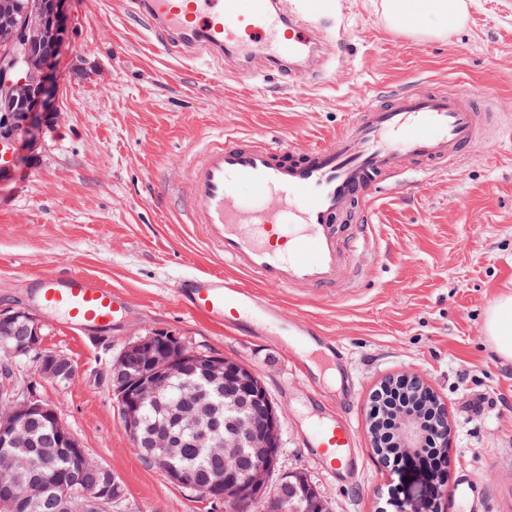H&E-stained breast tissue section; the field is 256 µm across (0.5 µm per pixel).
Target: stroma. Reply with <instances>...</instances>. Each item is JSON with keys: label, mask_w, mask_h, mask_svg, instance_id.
<instances>
[{"label": "stroma", "mask_w": 512, "mask_h": 512, "mask_svg": "<svg viewBox=\"0 0 512 512\" xmlns=\"http://www.w3.org/2000/svg\"><path fill=\"white\" fill-rule=\"evenodd\" d=\"M315 11L327 37L318 84H286L262 71L247 86L233 59L187 61L146 30L131 0H69L56 67L57 126L37 149L17 148L0 176V308H34L45 350L67 357L71 380H40L89 457L124 486L110 512H224L146 465L121 423L108 373L113 357L150 330L181 336L194 348L251 368L282 409L279 468L311 479L329 512H388V491L417 493L422 478L377 463L366 436L369 395L390 376L425 377L448 405L453 426L448 477L472 475L478 508L449 502L448 512H501L512 490V361L498 357L484 314L512 293V137L498 130L512 116V0H465L467 19L437 38L394 32L382 0H290ZM417 88L468 94L485 130L465 163L430 176L407 171L376 194L371 211L349 224L371 227L374 250L354 257L355 287L334 298L308 288L279 293L289 315L310 321L345 346L358 382L350 419L364 467L357 482L329 475L305 446L312 383L291 349L230 332L178 302V278L224 272V259L198 225L182 221L185 161L205 137L224 129L281 136L304 148L331 139L353 112ZM78 272L129 302L104 329L78 327L35 306L32 277ZM493 398L481 421L469 403Z\"/></svg>", "instance_id": "stroma-1"}]
</instances>
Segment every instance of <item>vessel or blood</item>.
<instances>
[{
	"label": "vessel or blood",
	"mask_w": 512,
	"mask_h": 512,
	"mask_svg": "<svg viewBox=\"0 0 512 512\" xmlns=\"http://www.w3.org/2000/svg\"><path fill=\"white\" fill-rule=\"evenodd\" d=\"M135 11L173 53L217 60L229 54L242 66L257 63L295 81L302 77L296 63L324 44L318 28L276 0H250L246 9L240 0H135ZM482 132L479 113L461 95L406 90L367 103L336 140L304 150L285 138L232 130L207 140L186 164V216L229 271L179 280L177 299L215 324L251 327L297 347L341 350L338 339L288 317L280 301L259 297L256 286L338 295L358 277L349 257L369 243L366 231H342L338 216L354 205L370 207L373 189L406 163L434 172L464 161ZM34 295L78 326L104 328L127 313L111 287L82 274L42 276ZM356 396L349 387L341 421L319 422L312 437L320 455L336 453L337 465L358 471L363 460L348 419Z\"/></svg>",
	"instance_id": "vessel-or-blood-1"
}]
</instances>
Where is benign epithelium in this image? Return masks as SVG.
<instances>
[{
	"label": "benign epithelium",
	"mask_w": 512,
	"mask_h": 512,
	"mask_svg": "<svg viewBox=\"0 0 512 512\" xmlns=\"http://www.w3.org/2000/svg\"><path fill=\"white\" fill-rule=\"evenodd\" d=\"M66 0H53L45 11L41 0H28L20 8L0 0V171L10 168L19 143L37 142L43 130L53 128L48 114L56 112L51 64L35 57V46L45 43L58 49ZM42 323L29 309L0 308V347L15 357L33 356L41 378L67 380L75 375L64 356L43 350ZM23 336L21 342L13 337ZM203 373L204 382H187L173 401L171 415L155 424L151 447L157 449L154 465L182 487L190 481L171 465L187 446L183 431L190 429L199 443L224 450V475L203 495L214 503L251 502L254 493L265 491L270 468L279 461L282 412L266 393L261 379L236 360L197 350L172 333L148 332L127 343L112 359L110 382L123 427L133 432L147 402H159L174 378ZM38 418L54 431L59 445L73 464L69 480L58 493L69 512H105L121 497L123 488L108 469L90 460L84 448L63 424L59 413L36 392L33 380L21 384L12 364H0V445L23 448L15 431L29 419ZM398 447L409 452L421 447L431 432L451 446L448 407L440 405L437 418L427 421L414 412L396 411ZM252 450L243 481L230 478L236 471L239 449ZM0 466L11 471L10 495L0 500L4 512H36L45 489L32 476V464L19 453L0 456Z\"/></svg>",
	"instance_id": "benign-epithelium-1"
}]
</instances>
